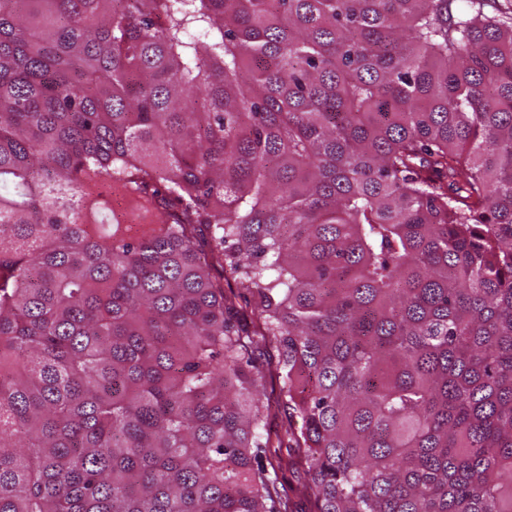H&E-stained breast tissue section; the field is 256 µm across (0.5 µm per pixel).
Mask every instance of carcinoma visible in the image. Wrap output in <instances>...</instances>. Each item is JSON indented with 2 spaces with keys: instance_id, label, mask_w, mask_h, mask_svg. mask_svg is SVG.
I'll list each match as a JSON object with an SVG mask.
<instances>
[{
  "instance_id": "cac0c4a2",
  "label": "carcinoma",
  "mask_w": 512,
  "mask_h": 512,
  "mask_svg": "<svg viewBox=\"0 0 512 512\" xmlns=\"http://www.w3.org/2000/svg\"><path fill=\"white\" fill-rule=\"evenodd\" d=\"M453 3L0 0V512H512V20Z\"/></svg>"
}]
</instances>
